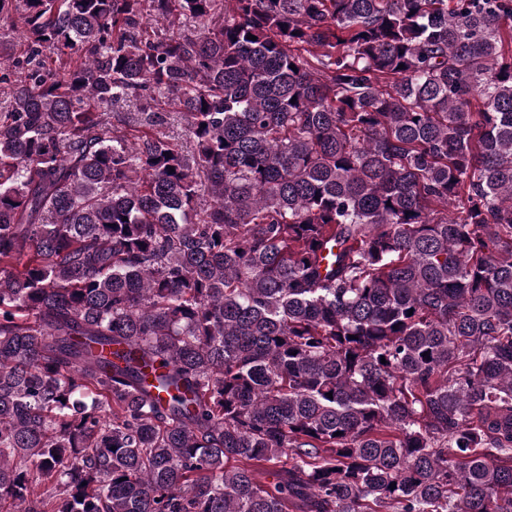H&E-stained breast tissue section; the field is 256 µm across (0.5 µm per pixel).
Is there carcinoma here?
<instances>
[{"label": "carcinoma", "mask_w": 512, "mask_h": 512, "mask_svg": "<svg viewBox=\"0 0 512 512\" xmlns=\"http://www.w3.org/2000/svg\"><path fill=\"white\" fill-rule=\"evenodd\" d=\"M217 2L0 0V512H512V0Z\"/></svg>", "instance_id": "cac0c4a2"}]
</instances>
